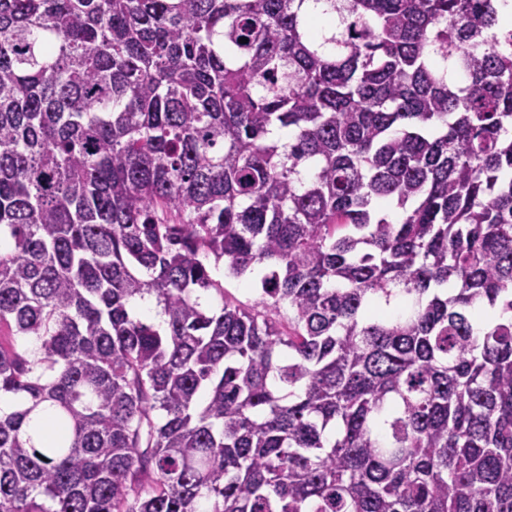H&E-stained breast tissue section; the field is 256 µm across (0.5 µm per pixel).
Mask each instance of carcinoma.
<instances>
[{
    "label": "carcinoma",
    "mask_w": 512,
    "mask_h": 512,
    "mask_svg": "<svg viewBox=\"0 0 512 512\" xmlns=\"http://www.w3.org/2000/svg\"><path fill=\"white\" fill-rule=\"evenodd\" d=\"M505 11L0 0V512H512ZM249 277L240 278L224 276V295L229 298L238 299L244 303H251L256 294L250 290Z\"/></svg>",
    "instance_id": "cac0c4a2"
}]
</instances>
